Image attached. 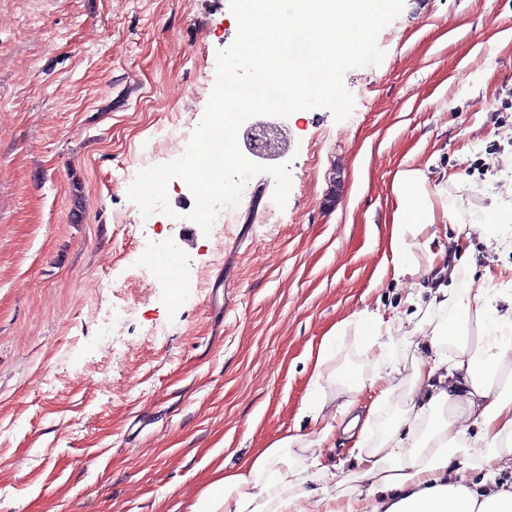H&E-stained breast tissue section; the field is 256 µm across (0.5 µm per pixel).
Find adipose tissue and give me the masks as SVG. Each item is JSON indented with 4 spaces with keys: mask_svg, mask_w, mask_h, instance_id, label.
Returning <instances> with one entry per match:
<instances>
[{
    "mask_svg": "<svg viewBox=\"0 0 512 512\" xmlns=\"http://www.w3.org/2000/svg\"><path fill=\"white\" fill-rule=\"evenodd\" d=\"M392 195L385 239L392 264L379 277L408 280L404 302L410 310L389 319L364 314L358 327L387 373L384 382L368 380L383 399L398 388L388 338L406 324L419 336L427 355L413 369L407 415L368 450L355 402L342 406L338 423L331 424L323 419L326 398L312 389L303 412L319 421L318 441L337 428L358 449L347 475L350 490L331 487V470L320 458L305 462L302 437L292 430L254 449L244 467L219 466L189 512H512V483L500 479L512 471V396L500 392L512 388V295L491 287L496 280L512 282V263L485 267L481 286L455 287L459 266L440 265L445 246L438 236L439 225L456 224L455 213L429 191L425 168L399 170ZM457 226L456 244L475 227L490 249H500L512 238V204L492 193L470 224ZM418 250L426 256L422 268L414 257ZM444 409L449 420L420 428L421 420ZM461 418L478 426L476 438L457 427ZM469 469L482 471L480 483L467 481Z\"/></svg>",
    "mask_w": 512,
    "mask_h": 512,
    "instance_id": "adipose-tissue-1",
    "label": "adipose tissue"
}]
</instances>
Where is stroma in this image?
<instances>
[{"label":"stroma","instance_id":"35a3bbf8","mask_svg":"<svg viewBox=\"0 0 512 512\" xmlns=\"http://www.w3.org/2000/svg\"><path fill=\"white\" fill-rule=\"evenodd\" d=\"M237 32L230 0H0V512H187L219 464L308 428L312 382L333 405L357 398L375 365L355 329L333 379H314L310 352L401 304L405 287L376 280L397 171L467 177L447 187L465 219L486 172L512 167V0H405L381 63L343 76L348 118L286 117L285 207L261 173L229 232L142 216L129 163L171 162L162 139L185 109L203 116ZM119 216L177 249L140 250ZM170 258L167 280L140 278ZM119 305L135 313L109 345ZM389 351L400 387L371 446L424 355L407 327Z\"/></svg>","mask_w":512,"mask_h":512}]
</instances>
